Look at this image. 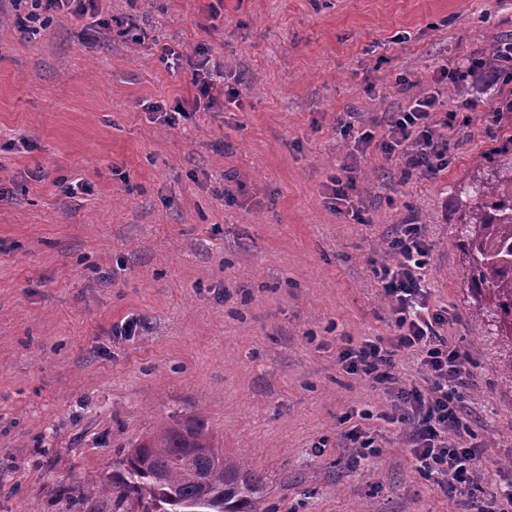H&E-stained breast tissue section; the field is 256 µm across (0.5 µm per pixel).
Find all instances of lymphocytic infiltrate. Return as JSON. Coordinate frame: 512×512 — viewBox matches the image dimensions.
Masks as SVG:
<instances>
[{
    "label": "lymphocytic infiltrate",
    "instance_id": "lymphocytic-infiltrate-1",
    "mask_svg": "<svg viewBox=\"0 0 512 512\" xmlns=\"http://www.w3.org/2000/svg\"><path fill=\"white\" fill-rule=\"evenodd\" d=\"M16 8V20L28 31H36L50 13L69 10L83 15L95 9V0H10ZM163 60L171 68L191 67L190 83L195 89L191 100L176 102L165 111L163 120L176 125L200 108H211L218 97L233 98L234 90L224 86V68L194 50L192 59L164 48ZM479 91L506 85L499 70L477 65L474 56L463 58L452 67L434 71L431 81H445ZM455 113L436 114V98L427 93L415 98L392 117L381 146L387 152L404 150L409 169L433 177L448 167L451 145L437 134V126H449ZM393 248L399 259L395 264L375 266L374 273L391 299L394 334L388 338L365 341L358 348L343 350L339 359L346 373L382 384L392 380L393 360L402 351L417 354L424 370L426 388L412 386L398 389L387 415L388 422L414 425L410 454L417 469L427 478H449L451 486L470 485L477 451L460 446L463 427V396L469 385L468 359L461 350L440 336L438 329L448 323L447 309L430 308L428 292L422 286L421 272L429 262L432 245L418 224L400 225Z\"/></svg>",
    "mask_w": 512,
    "mask_h": 512
}]
</instances>
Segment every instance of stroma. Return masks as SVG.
Wrapping results in <instances>:
<instances>
[{"mask_svg": "<svg viewBox=\"0 0 512 512\" xmlns=\"http://www.w3.org/2000/svg\"><path fill=\"white\" fill-rule=\"evenodd\" d=\"M129 14L144 42L95 26ZM12 16L0 7V512H112L95 480L196 417L261 473L266 512H474L417 470L410 428L383 419L387 389L339 360L391 336L372 264L395 261L380 243L409 223L433 244L429 304L455 315L440 334L469 361L476 497L512 484L497 373L512 344L480 335L459 246L467 187L512 168V115L490 125L496 91L430 82L512 37V0H101L29 39ZM199 44L242 104L167 126L152 104L192 86L162 48ZM430 91L457 113L447 170L406 178L400 157L370 150L363 220L333 210L325 186L353 146L340 118L381 136ZM77 180L89 193H66ZM129 317L135 334L113 335ZM355 425L377 452L354 466Z\"/></svg>", "mask_w": 512, "mask_h": 512, "instance_id": "35a3bbf8", "label": "stroma"}]
</instances>
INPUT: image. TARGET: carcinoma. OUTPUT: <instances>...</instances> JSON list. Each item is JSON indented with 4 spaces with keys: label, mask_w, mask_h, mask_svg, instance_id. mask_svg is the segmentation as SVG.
<instances>
[{
    "label": "carcinoma",
    "mask_w": 512,
    "mask_h": 512,
    "mask_svg": "<svg viewBox=\"0 0 512 512\" xmlns=\"http://www.w3.org/2000/svg\"><path fill=\"white\" fill-rule=\"evenodd\" d=\"M460 216L475 302L496 321L494 335L512 344V174L497 171L477 188ZM122 471L101 482L112 512L134 502L141 512H266L262 475L224 455L201 419L174 421L129 451ZM212 497L201 500V487Z\"/></svg>",
    "instance_id": "cac0c4a2"
}]
</instances>
